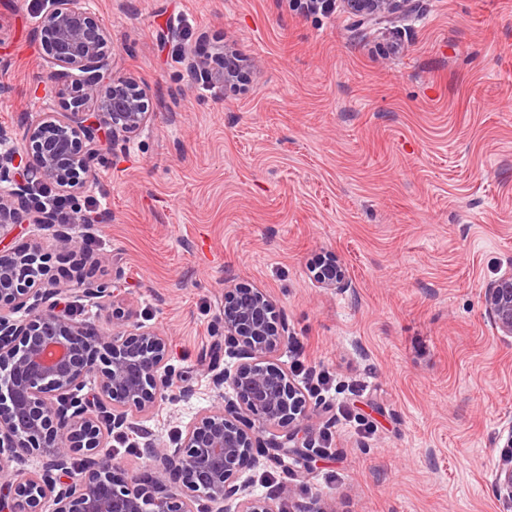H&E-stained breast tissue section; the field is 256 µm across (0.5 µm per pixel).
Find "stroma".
Instances as JSON below:
<instances>
[{
	"label": "stroma",
	"mask_w": 512,
	"mask_h": 512,
	"mask_svg": "<svg viewBox=\"0 0 512 512\" xmlns=\"http://www.w3.org/2000/svg\"><path fill=\"white\" fill-rule=\"evenodd\" d=\"M109 34L117 72L146 90L154 117L104 146L76 207L94 253L50 230L0 231V252L38 243L47 279L79 322L117 313L169 341L176 385L106 436L142 473L145 443L170 445L238 359L224 343V288L274 298L309 365L330 372L309 433L305 477L293 459L260 460L241 482L280 507L325 512H503L496 476L512 428V336L485 315L488 283L512 272V0H412L371 26L341 7L291 0H80ZM51 0H0V127L64 112L38 31ZM239 52L246 84L191 79L198 47ZM333 252L346 288L317 284ZM120 291L99 309L79 280ZM331 443H323V435Z\"/></svg>",
	"instance_id": "obj_1"
}]
</instances>
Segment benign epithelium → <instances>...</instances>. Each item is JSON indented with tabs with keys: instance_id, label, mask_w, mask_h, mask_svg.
Segmentation results:
<instances>
[{
	"instance_id": "7a95c632",
	"label": "benign epithelium",
	"mask_w": 512,
	"mask_h": 512,
	"mask_svg": "<svg viewBox=\"0 0 512 512\" xmlns=\"http://www.w3.org/2000/svg\"><path fill=\"white\" fill-rule=\"evenodd\" d=\"M40 40L52 45L51 86L74 93L70 111L43 113L23 128L21 146L0 154V230L9 224H43L62 247H78L74 236L55 228L51 210L30 203V181L61 192H83L93 180L100 147L126 140L153 117L146 93L134 77L114 70L107 32L78 0H52ZM411 0H341L351 14L381 23L410 8ZM237 54L224 53L214 72L198 57L188 61L193 78L227 83L240 73ZM109 94L99 96L101 84ZM26 171L20 183L11 170ZM323 288H343L346 268L332 255L315 273ZM113 285L87 283L84 296L106 307ZM62 289L45 284L37 251L21 247L0 258V447L44 460L36 477L15 478L0 463V512H281L276 497L255 496L237 483L240 470L261 457L270 461L313 451L304 435L312 413L291 372L273 363L289 339L276 303L264 290H224V336L239 358L233 373H218V393L232 387L235 398L202 413L172 448H148L139 477H118L103 429L135 430L133 417L152 410L171 379L163 365L167 340L134 316L123 315L102 331L74 321L54 297ZM485 310L503 336H512V273L485 288ZM97 379L89 412L78 393ZM279 428L282 438L266 444L259 433ZM81 456L77 467L73 456ZM499 498L512 509V431L503 445L496 479Z\"/></svg>"
}]
</instances>
